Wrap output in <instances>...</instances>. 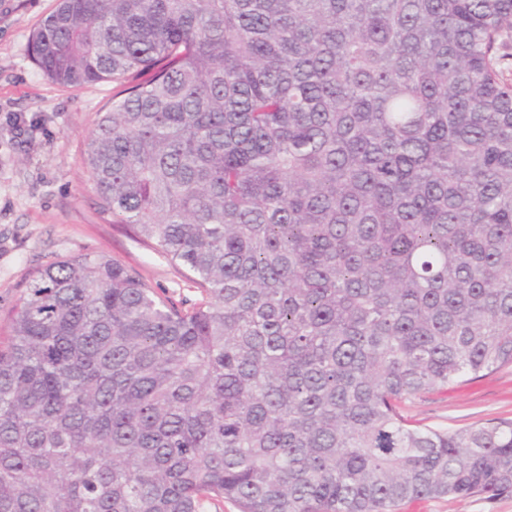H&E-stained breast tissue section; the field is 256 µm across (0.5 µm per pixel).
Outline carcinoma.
Returning a JSON list of instances; mask_svg holds the SVG:
<instances>
[{
  "instance_id": "1",
  "label": "carcinoma",
  "mask_w": 512,
  "mask_h": 512,
  "mask_svg": "<svg viewBox=\"0 0 512 512\" xmlns=\"http://www.w3.org/2000/svg\"><path fill=\"white\" fill-rule=\"evenodd\" d=\"M512 0H57L30 55L110 81L104 255L33 276L0 347V512H394L512 496V421L400 403L512 365Z\"/></svg>"
}]
</instances>
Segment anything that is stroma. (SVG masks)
<instances>
[{"instance_id": "35a3bbf8", "label": "stroma", "mask_w": 512, "mask_h": 512, "mask_svg": "<svg viewBox=\"0 0 512 512\" xmlns=\"http://www.w3.org/2000/svg\"><path fill=\"white\" fill-rule=\"evenodd\" d=\"M55 5L0 0V336L8 335L32 274L64 256L104 255L174 302L202 298L180 267L102 212L84 152L112 85L63 87L35 65L31 36ZM18 120L27 129L21 137L13 130ZM403 413L438 429L510 420L512 366L408 400ZM396 512H512V496L420 499Z\"/></svg>"}]
</instances>
